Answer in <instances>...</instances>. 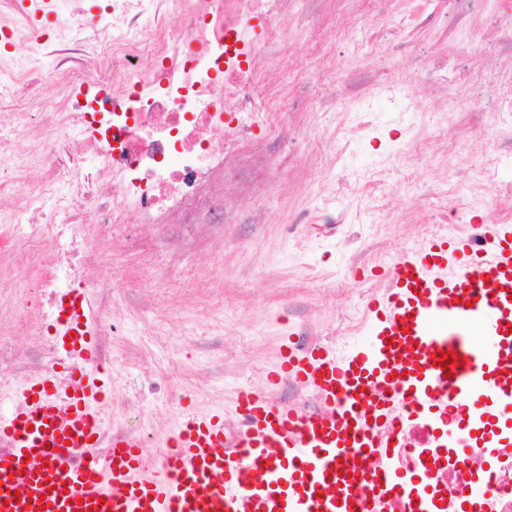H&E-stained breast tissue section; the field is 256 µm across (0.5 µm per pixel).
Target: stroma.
I'll return each mask as SVG.
<instances>
[{
	"label": "stroma",
	"mask_w": 512,
	"mask_h": 512,
	"mask_svg": "<svg viewBox=\"0 0 512 512\" xmlns=\"http://www.w3.org/2000/svg\"><path fill=\"white\" fill-rule=\"evenodd\" d=\"M292 136L244 146L224 168L226 218L221 224H97L91 266V307L111 302L110 326L97 337L107 394V432L144 438L149 453L176 427L184 405L223 411L234 423L237 392L266 391L286 338L343 349L356 341L366 305L383 291L381 275L404 251L439 235L424 218L433 188L461 189L474 222L454 235L480 236L512 216V199H479L469 188L483 153H512L505 140L488 146L486 131L503 115L424 113L415 127L381 112L357 140L348 112H289ZM426 144L414 162L422 192L407 190L404 171L374 185L399 134ZM335 194L336 211L319 210ZM35 269L0 253V391L13 396L53 361L37 341ZM105 289H98V282Z\"/></svg>",
	"instance_id": "stroma-1"
}]
</instances>
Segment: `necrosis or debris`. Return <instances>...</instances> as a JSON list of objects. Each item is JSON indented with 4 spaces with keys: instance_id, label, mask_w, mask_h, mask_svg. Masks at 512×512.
<instances>
[{
    "instance_id": "obj_1",
    "label": "necrosis or debris",
    "mask_w": 512,
    "mask_h": 512,
    "mask_svg": "<svg viewBox=\"0 0 512 512\" xmlns=\"http://www.w3.org/2000/svg\"><path fill=\"white\" fill-rule=\"evenodd\" d=\"M73 0H52V40L30 37V7L0 24V83L51 65L56 91L41 112H0V224L6 249L42 269L48 314L41 344L71 327L69 292L92 224H220L224 196L210 191L226 159L281 112H497L512 114V0H349L336 15V44L321 38L335 0H107V26L79 19ZM379 53L361 66L348 42ZM302 41L333 54L341 78L314 86L267 82L292 65ZM465 91V104L453 99ZM40 181L17 194L29 172Z\"/></svg>"
}]
</instances>
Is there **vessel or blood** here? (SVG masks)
I'll use <instances>...</instances> for the list:
<instances>
[{
    "label": "vessel or blood",
    "mask_w": 512,
    "mask_h": 512,
    "mask_svg": "<svg viewBox=\"0 0 512 512\" xmlns=\"http://www.w3.org/2000/svg\"><path fill=\"white\" fill-rule=\"evenodd\" d=\"M344 353L286 344L268 384L293 380L315 410L239 392L236 427L183 411L159 454L131 433L105 435L93 406L95 336L60 337L74 362L25 387L0 415V512H447L440 487L406 448L418 420L441 447L449 421L500 434L512 423V225L483 239L427 241L401 254ZM460 362L443 370L440 353Z\"/></svg>",
    "instance_id": "vessel-or-blood-1"
}]
</instances>
